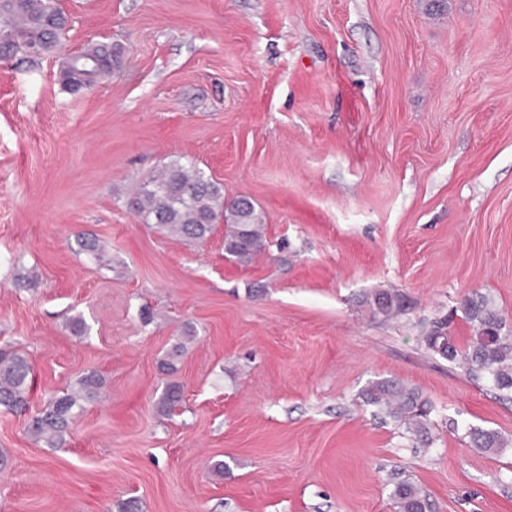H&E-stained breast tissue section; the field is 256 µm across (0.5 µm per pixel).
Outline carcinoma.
Returning a JSON list of instances; mask_svg holds the SVG:
<instances>
[{"mask_svg":"<svg viewBox=\"0 0 512 512\" xmlns=\"http://www.w3.org/2000/svg\"><path fill=\"white\" fill-rule=\"evenodd\" d=\"M68 17L59 0H0V59L9 60L21 51L27 59L39 58L63 49ZM122 65V53L105 42H91L75 53H63L59 71L62 87L69 93L90 90ZM136 212L145 224L188 243L201 244L220 222L229 225L224 239L225 253L248 263L266 238L262 213L245 199L229 201L220 185L197 165L172 160L147 176L135 200ZM79 246L87 255L103 256L100 240L79 237ZM460 307L472 324L474 335L458 346L437 322L423 336L428 350L465 368L470 377L488 383L505 398L512 399V331L485 297L466 298ZM31 365L27 357L7 345L0 349V407L15 411L27 405L32 385ZM101 376L84 374L62 392L53 395L26 426L27 433L48 448H58L77 414L85 405L97 402L103 394ZM363 402L378 408L381 414L411 433L418 441L428 437L430 401L421 393L395 380L372 382L362 392ZM182 387L169 382L159 402L161 412L170 414L181 406ZM475 447L498 452L507 442L494 430L468 431ZM394 512H432L433 503L422 487L407 481L397 482L390 493Z\"/></svg>","mask_w":512,"mask_h":512,"instance_id":"1","label":"carcinoma"}]
</instances>
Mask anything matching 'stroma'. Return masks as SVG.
<instances>
[{
  "mask_svg": "<svg viewBox=\"0 0 512 512\" xmlns=\"http://www.w3.org/2000/svg\"><path fill=\"white\" fill-rule=\"evenodd\" d=\"M60 5L66 50L126 63L73 95L56 58L0 61V344L33 366L26 410L0 409V512H394L393 477L435 512H512V401L423 342L446 318L472 336L467 297L512 329V0ZM176 158L261 211L251 264L223 225L193 246L139 221L142 178ZM378 290L400 310L373 314ZM91 370L103 397L37 443L27 421ZM382 379L432 403L428 444L363 403ZM467 434L475 447L483 451L499 452L507 446V442L494 430L470 429Z\"/></svg>",
  "mask_w": 512,
  "mask_h": 512,
  "instance_id": "35a3bbf8",
  "label": "stroma"
}]
</instances>
